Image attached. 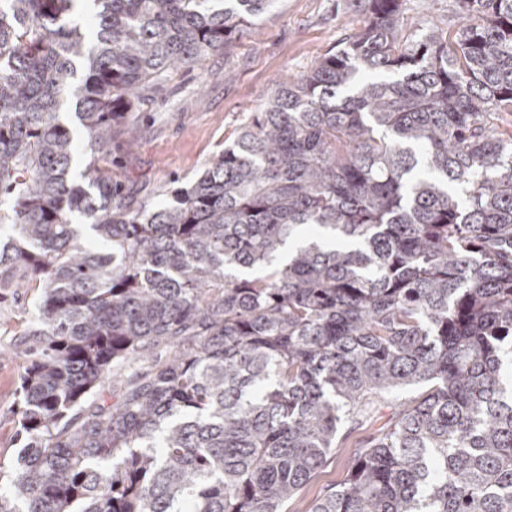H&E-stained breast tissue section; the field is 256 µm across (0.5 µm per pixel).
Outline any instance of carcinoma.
I'll list each match as a JSON object with an SVG mask.
<instances>
[{"label":"carcinoma","mask_w":512,"mask_h":512,"mask_svg":"<svg viewBox=\"0 0 512 512\" xmlns=\"http://www.w3.org/2000/svg\"><path fill=\"white\" fill-rule=\"evenodd\" d=\"M74 2L0 0V288L40 290L0 350L25 363L0 512H287L339 426L410 386L308 512H512V0H457L452 41L365 0L152 208L112 178V130L275 0H93L91 27ZM60 112H62L61 117L63 121L74 128L78 150L74 159L72 172L74 178L77 181L82 182L81 173L85 172L87 165L92 160L93 154L91 153L89 146H87V139L84 132L80 128L75 127L72 115V112H74V106L67 97H64L63 99Z\"/></svg>","instance_id":"cac0c4a2"}]
</instances>
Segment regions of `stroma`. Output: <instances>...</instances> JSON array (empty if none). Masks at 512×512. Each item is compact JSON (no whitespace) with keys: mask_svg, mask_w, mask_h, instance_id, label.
Masks as SVG:
<instances>
[{"mask_svg":"<svg viewBox=\"0 0 512 512\" xmlns=\"http://www.w3.org/2000/svg\"><path fill=\"white\" fill-rule=\"evenodd\" d=\"M366 22L359 0H276L254 26L237 34L224 51L146 91L135 134L117 131L107 149L112 168L136 200L169 202L223 153L251 113L260 111L278 82L299 76ZM438 27H460L456 0H405L402 36ZM38 294L11 288L0 293V345L20 340L30 327ZM24 363L0 357V462L14 461V409ZM368 430L343 425L341 446L306 491L288 503L304 512L307 502L344 482L348 459Z\"/></svg>","mask_w":512,"mask_h":512,"instance_id":"stroma-1","label":"stroma"}]
</instances>
